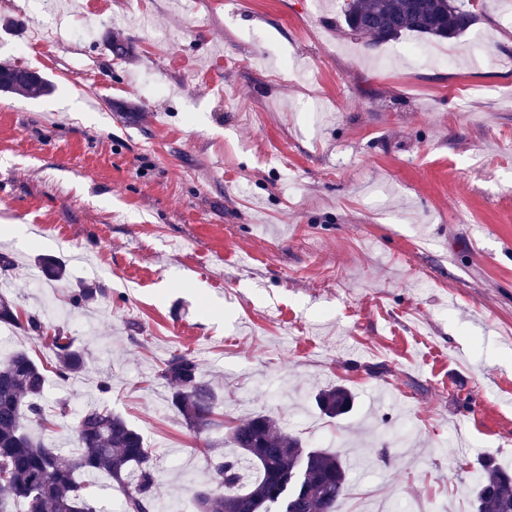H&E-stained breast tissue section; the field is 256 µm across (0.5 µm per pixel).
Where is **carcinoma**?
Listing matches in <instances>:
<instances>
[{
	"instance_id": "carcinoma-1",
	"label": "carcinoma",
	"mask_w": 512,
	"mask_h": 512,
	"mask_svg": "<svg viewBox=\"0 0 512 512\" xmlns=\"http://www.w3.org/2000/svg\"><path fill=\"white\" fill-rule=\"evenodd\" d=\"M472 3L463 0H350L343 21L354 36L372 43L396 41L407 34L445 41L465 34L476 22ZM27 69L0 63V91L37 96L50 90L42 75L28 77ZM48 280H60L65 268L52 257L40 260ZM0 323L42 331L36 316L21 323L14 303L0 295ZM55 373L68 380L85 366L82 351L60 330L50 343ZM171 389L170 405L188 428L200 432L215 423L220 398L187 355L169 359L158 374ZM45 368L26 350L11 352L0 361V512H100L85 494L87 478L106 474L123 485L131 483L125 512H154L156 465L141 432L105 405H93L74 427L76 448L68 462L59 449L27 430L30 421L43 420L41 400ZM316 403L325 416L346 414L353 404L342 385L321 391ZM238 449L233 457L211 461L213 480L224 488L217 494L201 489L195 495L197 512H224V496L234 500V512H336L346 491L348 468L341 455L306 449L282 433L270 416L255 413L229 431ZM475 512H512V474L496 465L484 468L475 495Z\"/></svg>"
}]
</instances>
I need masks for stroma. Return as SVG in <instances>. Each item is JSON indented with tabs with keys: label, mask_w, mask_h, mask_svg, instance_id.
Masks as SVG:
<instances>
[{
	"label": "stroma",
	"mask_w": 512,
	"mask_h": 512,
	"mask_svg": "<svg viewBox=\"0 0 512 512\" xmlns=\"http://www.w3.org/2000/svg\"><path fill=\"white\" fill-rule=\"evenodd\" d=\"M100 2L46 45L0 29V62L52 85L0 92V293L44 325L0 324V352L47 370L34 436L68 448L107 403L152 450L158 507L193 512L204 442L233 448L169 408L157 374L186 353L225 419L344 454L338 512H473L485 459L512 460V0H476L449 66L411 35L353 39L343 0ZM81 286L98 294L76 308ZM59 328L86 353L67 382ZM336 385L354 405L329 418ZM316 403L321 413L335 418L349 411L353 404V395L347 387L336 385L321 391L316 397Z\"/></svg>",
	"instance_id": "1"
}]
</instances>
